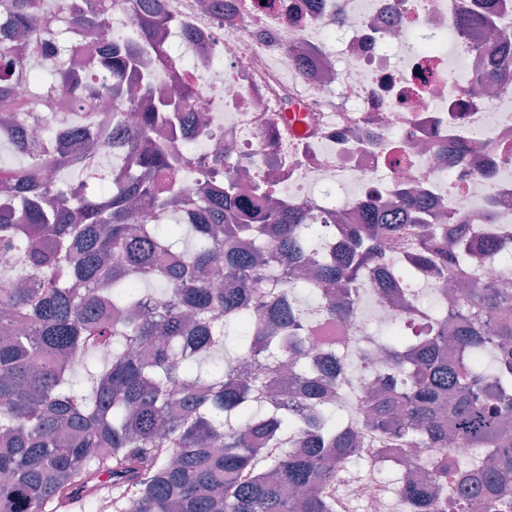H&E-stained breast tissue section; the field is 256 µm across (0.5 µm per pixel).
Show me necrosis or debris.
<instances>
[{
  "mask_svg": "<svg viewBox=\"0 0 512 512\" xmlns=\"http://www.w3.org/2000/svg\"><path fill=\"white\" fill-rule=\"evenodd\" d=\"M223 21L203 0H166L190 43L165 61L150 59L155 86L188 85L193 109L210 136H191V152L223 151L237 173L250 157L253 178L273 196L307 204L313 224L331 230L339 214L356 222L360 202L390 206L397 188L423 190L437 209L469 222L475 245L512 251V80L484 91L473 87L489 65V37L512 42V0H227ZM496 14L489 28L461 29L451 8ZM311 61L297 69L295 49ZM288 94L313 112V133L299 140L277 126ZM403 311L368 290L349 321L326 320L309 332L311 350L334 343L362 363L368 376L385 374L387 348L371 327L405 324L421 331L428 311ZM357 473L337 476L350 512H375L387 493L402 495L408 480L433 475L425 448H353ZM399 468L395 485L381 478Z\"/></svg>",
  "mask_w": 512,
  "mask_h": 512,
  "instance_id": "1",
  "label": "necrosis or debris"
}]
</instances>
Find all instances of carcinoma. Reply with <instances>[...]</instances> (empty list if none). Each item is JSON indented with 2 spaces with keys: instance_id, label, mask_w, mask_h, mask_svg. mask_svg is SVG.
Here are the masks:
<instances>
[{
  "instance_id": "1",
  "label": "carcinoma",
  "mask_w": 512,
  "mask_h": 512,
  "mask_svg": "<svg viewBox=\"0 0 512 512\" xmlns=\"http://www.w3.org/2000/svg\"><path fill=\"white\" fill-rule=\"evenodd\" d=\"M134 31L119 35L93 68L80 32L105 23L99 0H0V122L74 94L59 132L37 142L18 132L26 162L0 178V247L37 282L14 288L0 268V512H337L323 476L350 466L358 363L311 352L302 331L316 317L345 318L379 277L387 300L410 298L411 274L387 255L406 248L428 277L466 280L480 259L465 235L426 222L431 204L398 192L392 214L360 203L359 223L340 225L333 257L304 204L272 198L261 183L240 193L224 154L177 150L192 94L171 97L149 79L127 87L141 55L163 57L169 25L163 0H125ZM46 38L51 65L35 94H20L24 61L12 43ZM125 129L115 144L137 172L117 184L95 167L97 145L83 120L95 98ZM138 95L156 98L138 113ZM71 139L84 143L75 154ZM79 170L72 184L48 173ZM208 187L193 199L185 173ZM254 239L257 248L236 242ZM311 266L324 299L303 302L261 274L268 264ZM166 285L164 308L146 307L147 285ZM450 316L454 334L382 338L390 375L368 401L365 427L385 445L435 452L429 482H408L409 512H512V304L469 284ZM491 357V370L484 367ZM261 359L258 370L232 361ZM484 451L483 467H453L448 438ZM460 493L448 499V486Z\"/></svg>"
}]
</instances>
